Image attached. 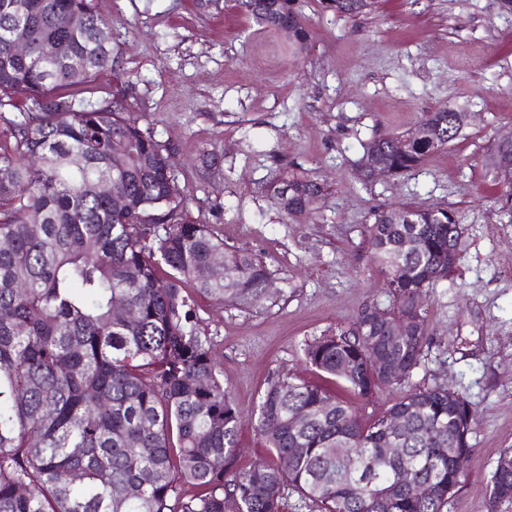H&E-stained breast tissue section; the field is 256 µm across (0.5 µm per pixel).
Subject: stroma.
<instances>
[{
  "mask_svg": "<svg viewBox=\"0 0 512 512\" xmlns=\"http://www.w3.org/2000/svg\"><path fill=\"white\" fill-rule=\"evenodd\" d=\"M119 50L95 98L121 97L172 146L188 216L273 272L262 306L204 304L224 386L241 421V465L268 459L255 431L269 377L317 381L306 342L347 328L391 299L366 244L378 207H450L465 234L453 282L425 300L429 349L411 382L465 393L478 424L449 512H512L489 485L512 448V222L485 159L512 130V0H377L350 19L304 0L309 47L298 53L236 0H93ZM456 105L462 135L408 177H356L362 143L407 130L420 113ZM302 167L326 192L291 223L271 188Z\"/></svg>",
  "mask_w": 512,
  "mask_h": 512,
  "instance_id": "obj_1",
  "label": "stroma"
}]
</instances>
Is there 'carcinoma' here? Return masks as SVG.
I'll list each match as a JSON object with an SVG mask.
<instances>
[{
	"label": "carcinoma",
	"mask_w": 512,
	"mask_h": 512,
	"mask_svg": "<svg viewBox=\"0 0 512 512\" xmlns=\"http://www.w3.org/2000/svg\"><path fill=\"white\" fill-rule=\"evenodd\" d=\"M323 3L354 18L374 0ZM240 5L307 50L300 0ZM103 25L91 0H0V512H284L290 491L318 512H448L462 478L454 459L472 454L477 414L464 394L448 399L445 384L364 417L322 385L276 374L257 421L273 461L237 465L240 418L197 299L249 307L273 272L187 217L168 148L130 104L63 91L114 70ZM17 30L24 57L12 49ZM465 125L463 110L440 106L406 132L372 137L359 179L371 181L373 163L410 175ZM496 177L512 218V170ZM112 181L119 206L98 190ZM273 192L299 223L325 187L301 167ZM462 234L463 217L448 208L372 212L366 241L393 307L367 308L305 344L306 362L366 400L409 384L429 345L424 299L452 279ZM221 258L227 273L212 279ZM116 303L132 320L113 313ZM396 318L405 330L394 339ZM393 415L404 421L401 458L382 451ZM426 482L430 495L419 492ZM185 484L196 493L181 494ZM490 495L512 501V448L496 461Z\"/></svg>",
	"instance_id": "obj_1"
}]
</instances>
